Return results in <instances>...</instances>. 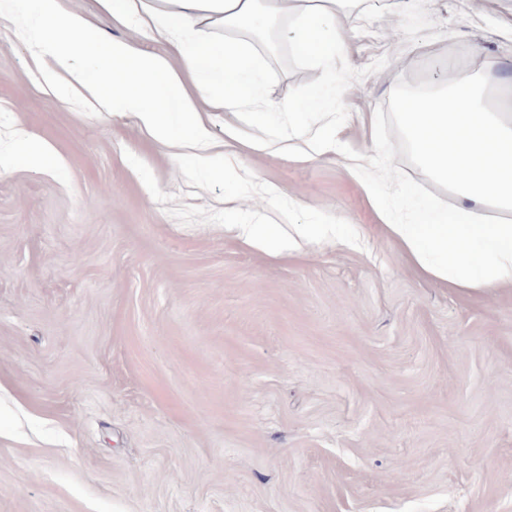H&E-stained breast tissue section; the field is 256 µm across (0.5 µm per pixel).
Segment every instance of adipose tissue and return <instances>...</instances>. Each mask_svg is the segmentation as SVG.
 Masks as SVG:
<instances>
[{
	"mask_svg": "<svg viewBox=\"0 0 512 512\" xmlns=\"http://www.w3.org/2000/svg\"><path fill=\"white\" fill-rule=\"evenodd\" d=\"M343 0H97L113 22L150 37L162 53L97 35L82 10L61 0H32L43 81L64 92L96 81L115 112L132 114L160 143L190 149L195 165L233 177L211 153V112L241 114L260 71L251 36L289 19L293 44L331 69L348 52ZM494 72L458 73L440 88L414 94L399 120L422 168L462 199V207L416 208L385 216V228L433 278L470 291L512 285V107L495 112L487 91ZM502 213L499 222L479 212ZM243 241L282 253L297 240L332 232L299 224L291 236L264 224L239 227Z\"/></svg>",
	"mask_w": 512,
	"mask_h": 512,
	"instance_id": "obj_1",
	"label": "adipose tissue"
}]
</instances>
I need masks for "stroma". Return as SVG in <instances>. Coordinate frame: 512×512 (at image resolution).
Instances as JSON below:
<instances>
[{"instance_id":"stroma-1","label":"stroma","mask_w":512,"mask_h":512,"mask_svg":"<svg viewBox=\"0 0 512 512\" xmlns=\"http://www.w3.org/2000/svg\"><path fill=\"white\" fill-rule=\"evenodd\" d=\"M401 40H393L390 27ZM29 0L0 22V512H512V288L425 277L337 152L250 149L234 181L96 92L36 76ZM337 134L435 63L512 73V0H353ZM333 224L275 255L238 224ZM14 154L23 155L33 168L43 167L51 158V151L48 147L36 143L31 138L20 137L15 139L11 147L0 155L1 173L10 167Z\"/></svg>"}]
</instances>
